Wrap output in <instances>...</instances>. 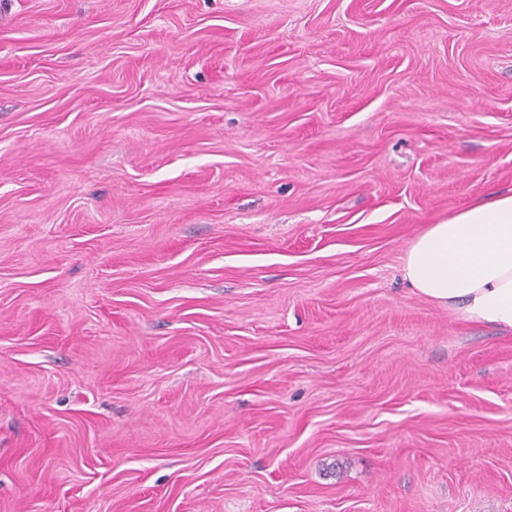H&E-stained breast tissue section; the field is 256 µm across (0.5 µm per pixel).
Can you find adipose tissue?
Listing matches in <instances>:
<instances>
[{
    "label": "adipose tissue",
    "instance_id": "adipose-tissue-1",
    "mask_svg": "<svg viewBox=\"0 0 512 512\" xmlns=\"http://www.w3.org/2000/svg\"><path fill=\"white\" fill-rule=\"evenodd\" d=\"M403 275L462 319L512 331V195L429 225L407 247Z\"/></svg>",
    "mask_w": 512,
    "mask_h": 512
}]
</instances>
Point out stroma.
Wrapping results in <instances>:
<instances>
[{
    "label": "stroma",
    "mask_w": 512,
    "mask_h": 512,
    "mask_svg": "<svg viewBox=\"0 0 512 512\" xmlns=\"http://www.w3.org/2000/svg\"><path fill=\"white\" fill-rule=\"evenodd\" d=\"M495 193L512 0H0V512H512ZM402 267L429 301L512 331V195L488 197L429 225L407 247Z\"/></svg>",
    "instance_id": "35a3bbf8"
}]
</instances>
